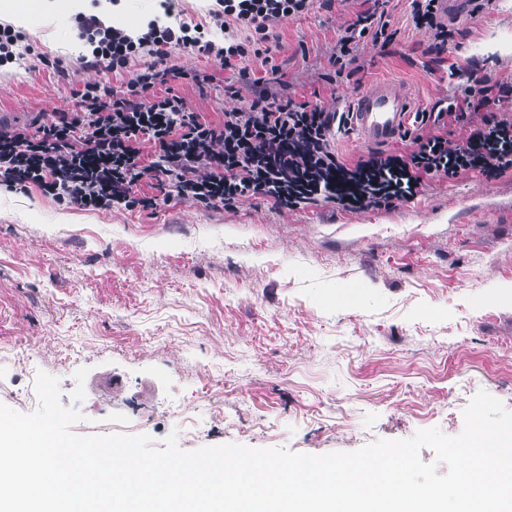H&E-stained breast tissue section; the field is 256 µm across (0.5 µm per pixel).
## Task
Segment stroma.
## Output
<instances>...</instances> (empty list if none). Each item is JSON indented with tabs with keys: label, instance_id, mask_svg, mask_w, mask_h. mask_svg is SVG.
<instances>
[{
	"label": "stroma",
	"instance_id": "35a3bbf8",
	"mask_svg": "<svg viewBox=\"0 0 512 512\" xmlns=\"http://www.w3.org/2000/svg\"><path fill=\"white\" fill-rule=\"evenodd\" d=\"M367 7L344 0L284 19L272 58L241 67L278 72L297 102L316 95L344 110L384 80L429 112L476 81L512 79V0L448 18L441 48L412 26V0H378L394 43L360 42V83L324 82L340 28ZM83 11L130 31L162 8L120 0L107 15L85 0ZM22 46L0 67V131L74 111L86 84L124 89L143 66L84 67L71 16L34 20ZM164 63L216 76L202 88L172 83L185 111L216 121L241 107L224 92L238 69L174 45ZM82 367L75 433L146 434L157 448L173 431L186 451L313 455L431 428L455 436L481 391L512 412V168L491 180L430 177L388 209L204 207L174 195L154 209L87 210L35 186L0 189V403L36 411L42 371L70 405Z\"/></svg>",
	"mask_w": 512,
	"mask_h": 512
}]
</instances>
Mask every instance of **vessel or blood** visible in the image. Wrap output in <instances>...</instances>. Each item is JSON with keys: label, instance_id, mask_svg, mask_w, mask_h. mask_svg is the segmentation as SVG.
Masks as SVG:
<instances>
[{"label": "vessel or blood", "instance_id": "1", "mask_svg": "<svg viewBox=\"0 0 512 512\" xmlns=\"http://www.w3.org/2000/svg\"><path fill=\"white\" fill-rule=\"evenodd\" d=\"M415 103L392 82H380L353 98L349 123L359 141L367 145H388L408 128Z\"/></svg>", "mask_w": 512, "mask_h": 512}]
</instances>
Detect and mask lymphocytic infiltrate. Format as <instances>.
I'll list each match as a JSON object with an SVG mask.
<instances>
[{
  "label": "lymphocytic infiltrate",
  "instance_id": "lymphocytic-infiltrate-1",
  "mask_svg": "<svg viewBox=\"0 0 512 512\" xmlns=\"http://www.w3.org/2000/svg\"><path fill=\"white\" fill-rule=\"evenodd\" d=\"M314 2L222 0L230 24L220 44L199 42L184 24L157 19L134 37L105 25L98 15L79 16L80 38L98 41L85 67L115 72L133 56L144 54L148 60L122 91L101 82L86 84L76 111L60 113L32 132H1L0 176L15 186H37L61 203L94 210L156 206V198L134 192L148 177L158 189L175 188L181 198L207 207L259 195L288 209L318 203L380 209L410 201L428 177L477 172L491 179L512 165V113L497 108L512 97V81L468 86L462 97L417 113L415 126L403 135V150L371 151L353 163L341 160L330 144L333 126L345 124L342 112L318 102H295L292 94L272 91L249 71H241L240 87L230 90L234 96L246 91L243 106L225 113L218 124L183 111L177 98L163 93V86L181 74L155 59L157 48L196 47L228 66L267 56L279 46V21L307 13ZM412 4V25L425 30L434 44L447 45L453 31L441 17L439 0ZM367 37L387 46L396 34L384 15L355 13L333 47L338 79L360 81L365 66L357 49ZM461 123L469 134L457 143L449 129ZM143 137L154 145L153 159L141 153Z\"/></svg>",
  "mask_w": 512,
  "mask_h": 512
}]
</instances>
